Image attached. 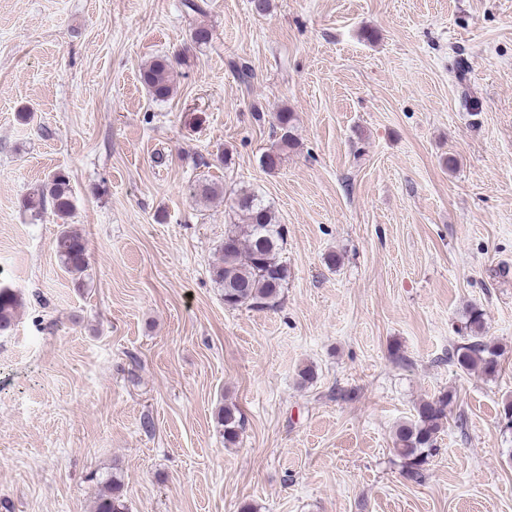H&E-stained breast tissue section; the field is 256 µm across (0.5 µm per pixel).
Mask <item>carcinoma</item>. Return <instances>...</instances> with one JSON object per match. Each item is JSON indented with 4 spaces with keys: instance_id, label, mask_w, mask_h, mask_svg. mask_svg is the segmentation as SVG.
<instances>
[{
    "instance_id": "carcinoma-1",
    "label": "carcinoma",
    "mask_w": 512,
    "mask_h": 512,
    "mask_svg": "<svg viewBox=\"0 0 512 512\" xmlns=\"http://www.w3.org/2000/svg\"><path fill=\"white\" fill-rule=\"evenodd\" d=\"M177 74L172 64L160 57L140 71V81L149 95L164 101L174 92ZM275 119L282 135L275 149L262 159L263 167L275 170L282 153L291 146L292 113L281 110ZM41 195L50 199L58 217L65 219L73 209L69 177L54 173L41 189ZM237 223L224 231V242L218 257L212 263V280L224 290V304L231 307L246 305L256 309H273L279 305L288 282V266L281 259L286 241V227L279 223L275 211L264 204L253 192L240 190L233 198ZM56 253L64 269L75 276L82 275L88 265L87 246L80 233L64 228L56 240ZM21 301L8 288H0V331L14 324ZM484 313L479 308L469 310L465 321L468 336L451 353L460 369L495 375L500 366L501 350L484 341ZM453 395L449 392L423 400L416 407L414 419L399 425L395 431V452L402 460L404 476L413 481L422 477L424 466L437 451V439ZM217 424L223 428L224 446L237 444L243 426L235 411L219 409ZM94 512H126L120 488L104 491L97 499Z\"/></svg>"
}]
</instances>
